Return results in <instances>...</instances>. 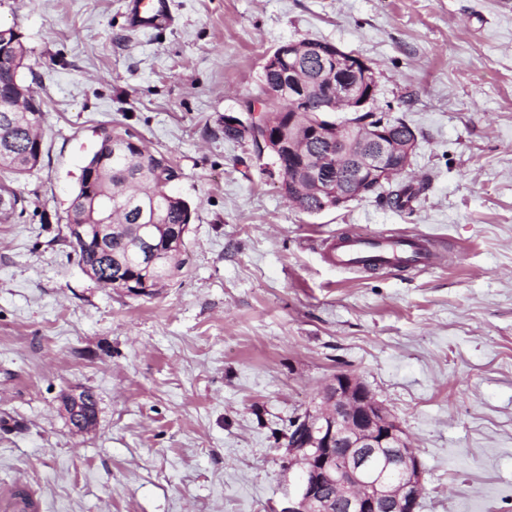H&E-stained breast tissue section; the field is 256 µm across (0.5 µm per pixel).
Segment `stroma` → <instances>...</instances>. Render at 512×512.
<instances>
[{
    "mask_svg": "<svg viewBox=\"0 0 512 512\" xmlns=\"http://www.w3.org/2000/svg\"><path fill=\"white\" fill-rule=\"evenodd\" d=\"M136 31L125 0H0L32 53L43 156L0 218V490L45 512H282L289 421L356 376L421 462L417 512H512V0H174ZM288 40L355 51L377 108L417 146L397 208L316 215L270 157L224 139L267 54ZM139 132L182 172L183 266L136 296L79 266L66 213L101 128ZM410 232L427 269L344 272L339 236ZM97 399L73 430L63 399ZM40 506L39 497L30 487L16 488L0 504L4 512H37Z\"/></svg>",
    "mask_w": 512,
    "mask_h": 512,
    "instance_id": "stroma-1",
    "label": "stroma"
}]
</instances>
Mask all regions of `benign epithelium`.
Masks as SVG:
<instances>
[{"label":"benign epithelium","instance_id":"benign-epithelium-1","mask_svg":"<svg viewBox=\"0 0 512 512\" xmlns=\"http://www.w3.org/2000/svg\"><path fill=\"white\" fill-rule=\"evenodd\" d=\"M17 29H0V77L16 72L20 58L14 44ZM300 62L318 58L313 81L331 88L328 97L313 104L307 86L290 76L298 90L295 106L272 115L264 97L252 100L249 119L224 116V125L246 123L259 135L263 151L274 160L279 180H288L280 160L288 150L310 164L311 188L297 187L293 198L313 193L322 213L367 195L370 181L380 184L408 170L415 149L413 139L398 136L381 120H358L375 111L378 90L375 70L354 51L324 48L314 41H287L266 56L263 68L278 69L279 59ZM15 111L38 110L37 98L26 91L9 95ZM320 137L336 145V176L306 151L308 141ZM104 159L97 156L85 166L83 199L105 213L95 229L98 241L112 237V199L104 178ZM315 409L294 421L298 429L288 443V467L302 466L297 501L281 512H416L423 493L420 460L407 434L387 408L355 376L340 373L321 391Z\"/></svg>","mask_w":512,"mask_h":512}]
</instances>
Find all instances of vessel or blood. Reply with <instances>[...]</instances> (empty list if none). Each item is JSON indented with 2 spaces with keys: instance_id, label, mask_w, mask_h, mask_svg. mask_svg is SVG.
<instances>
[{
  "instance_id": "1",
  "label": "vessel or blood",
  "mask_w": 512,
  "mask_h": 512,
  "mask_svg": "<svg viewBox=\"0 0 512 512\" xmlns=\"http://www.w3.org/2000/svg\"><path fill=\"white\" fill-rule=\"evenodd\" d=\"M128 13L131 25L137 29L161 30L174 22L171 0H128ZM329 260L342 271H357L373 265L400 270L428 267L433 255L418 235L372 233L336 238ZM40 506L36 492L22 487L0 501V512H39Z\"/></svg>"
}]
</instances>
